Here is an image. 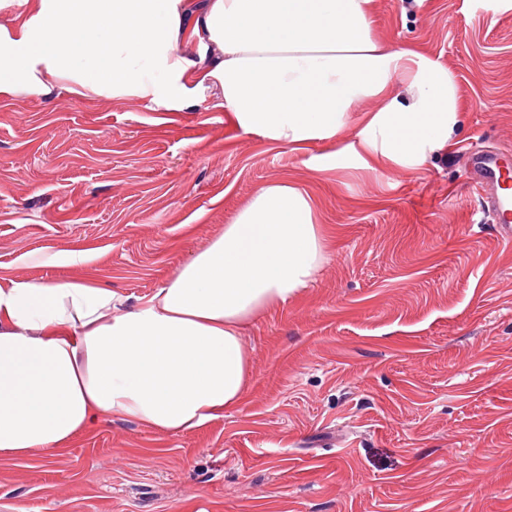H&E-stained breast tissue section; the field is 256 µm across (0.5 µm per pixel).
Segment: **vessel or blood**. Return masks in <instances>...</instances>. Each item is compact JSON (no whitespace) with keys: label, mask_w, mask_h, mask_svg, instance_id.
<instances>
[{"label":"vessel or blood","mask_w":512,"mask_h":512,"mask_svg":"<svg viewBox=\"0 0 512 512\" xmlns=\"http://www.w3.org/2000/svg\"><path fill=\"white\" fill-rule=\"evenodd\" d=\"M470 160L485 189L483 213L491 223L496 224L499 235L507 241L512 240V213L505 209L499 195L500 189L512 184V161L496 154L477 151Z\"/></svg>","instance_id":"b4317fda"}]
</instances>
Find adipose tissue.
<instances>
[{
    "instance_id": "1",
    "label": "adipose tissue",
    "mask_w": 512,
    "mask_h": 512,
    "mask_svg": "<svg viewBox=\"0 0 512 512\" xmlns=\"http://www.w3.org/2000/svg\"><path fill=\"white\" fill-rule=\"evenodd\" d=\"M371 3L26 0L0 22V95L183 112L213 88L245 133L331 144L308 163L317 174L419 169L454 142V77L374 41ZM369 99L380 107L358 112ZM331 247L310 192L276 180L136 301L95 279L0 278V460L56 453L110 417L174 435L237 410L253 374L244 328L302 296Z\"/></svg>"
}]
</instances>
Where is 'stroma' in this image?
I'll list each match as a JSON object with an SVG mask.
<instances>
[{"label": "stroma", "mask_w": 512, "mask_h": 512, "mask_svg": "<svg viewBox=\"0 0 512 512\" xmlns=\"http://www.w3.org/2000/svg\"><path fill=\"white\" fill-rule=\"evenodd\" d=\"M372 31L455 76L460 132L422 169L317 176L327 145L244 133L213 91L184 112L0 96L2 277L150 295L288 178L334 239L303 296L246 328L238 410L179 435L111 419L0 460V512H512V244L468 157L512 160V10L374 0ZM73 246L90 261L46 262Z\"/></svg>", "instance_id": "1"}]
</instances>
